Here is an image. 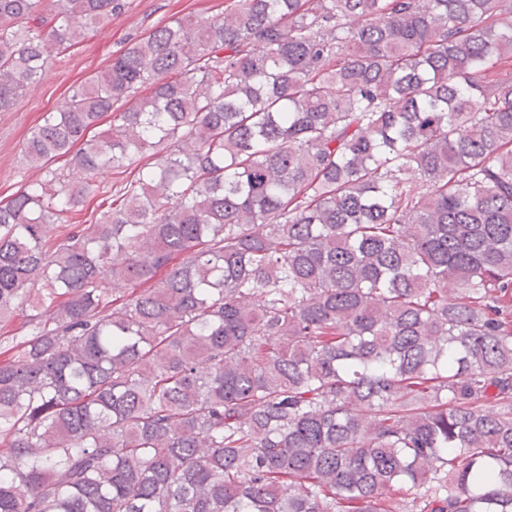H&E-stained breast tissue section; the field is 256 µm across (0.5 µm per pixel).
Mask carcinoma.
Returning a JSON list of instances; mask_svg holds the SVG:
<instances>
[{
	"label": "carcinoma",
	"instance_id": "obj_1",
	"mask_svg": "<svg viewBox=\"0 0 512 512\" xmlns=\"http://www.w3.org/2000/svg\"><path fill=\"white\" fill-rule=\"evenodd\" d=\"M123 8L0 0V111ZM505 56L512 0H224L85 78L0 205V512H512Z\"/></svg>",
	"mask_w": 512,
	"mask_h": 512
}]
</instances>
